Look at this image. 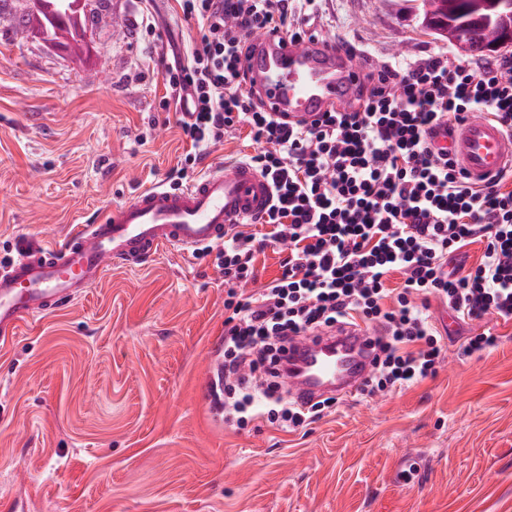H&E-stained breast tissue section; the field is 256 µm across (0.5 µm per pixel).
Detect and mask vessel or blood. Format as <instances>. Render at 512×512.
<instances>
[{"mask_svg": "<svg viewBox=\"0 0 512 512\" xmlns=\"http://www.w3.org/2000/svg\"><path fill=\"white\" fill-rule=\"evenodd\" d=\"M254 45L248 65L268 111L300 119L355 98L352 59L322 45L283 47L261 37ZM432 139L475 182L512 167V137L489 120L438 127ZM271 202L272 187L261 173L227 162L181 189L139 190L131 201L77 225L61 245L18 240L14 257L0 264V347L12 344L26 322L74 304L108 269L136 268L166 248L187 254L222 244L243 218L260 221ZM374 339L365 327L350 325L327 338L297 341L288 352L290 396L302 402L327 393L351 396L372 365Z\"/></svg>", "mask_w": 512, "mask_h": 512, "instance_id": "obj_1", "label": "vessel or blood"}]
</instances>
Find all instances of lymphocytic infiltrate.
<instances>
[{
	"label": "lymphocytic infiltrate",
	"instance_id": "1",
	"mask_svg": "<svg viewBox=\"0 0 512 512\" xmlns=\"http://www.w3.org/2000/svg\"><path fill=\"white\" fill-rule=\"evenodd\" d=\"M197 31L183 61L168 66L170 98L188 112L191 144L179 176L225 133L248 129L245 155L270 182L273 202L260 230H233L214 258L228 286L224 309V415L292 430L324 405H297L278 368L290 342L316 328L357 323L380 330L363 390L402 389L434 376L442 348L429 311L438 296L457 319L512 322V173L472 183L435 149L437 126L482 114L512 136V57L482 65L439 52L384 64L350 110L290 121L264 110L247 87L252 36L297 43L308 36L317 0H176ZM483 253L466 264L465 247ZM288 252L281 274L248 295L267 245ZM401 274V291L389 288Z\"/></svg>",
	"mask_w": 512,
	"mask_h": 512
}]
</instances>
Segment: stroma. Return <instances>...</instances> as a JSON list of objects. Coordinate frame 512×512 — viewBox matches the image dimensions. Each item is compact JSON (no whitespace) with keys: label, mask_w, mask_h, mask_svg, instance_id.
<instances>
[{"label":"stroma","mask_w":512,"mask_h":512,"mask_svg":"<svg viewBox=\"0 0 512 512\" xmlns=\"http://www.w3.org/2000/svg\"><path fill=\"white\" fill-rule=\"evenodd\" d=\"M91 2L75 52L36 37L22 0H0L1 262L18 239L63 243L166 183L190 148L160 101L195 29L174 0ZM311 31L360 61L366 92L393 57L458 53L418 29L410 0H321ZM224 298L213 257L167 249L25 325L0 351V512H512V322H464L432 299L435 377L355 394L292 432L240 429L205 399ZM490 325L497 346L463 355Z\"/></svg>","instance_id":"obj_1"}]
</instances>
